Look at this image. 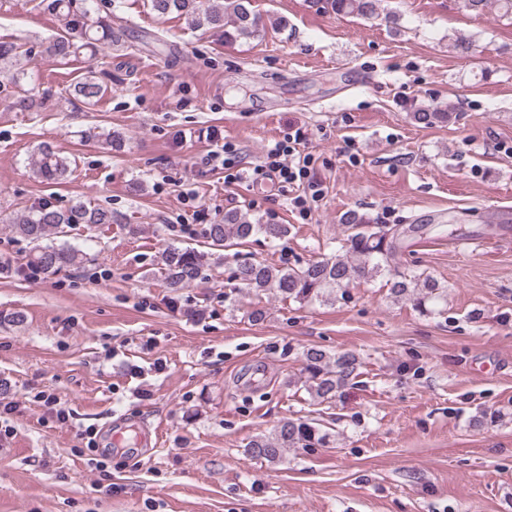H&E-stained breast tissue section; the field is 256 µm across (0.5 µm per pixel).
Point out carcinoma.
Returning a JSON list of instances; mask_svg holds the SVG:
<instances>
[{
    "label": "carcinoma",
    "instance_id": "1",
    "mask_svg": "<svg viewBox=\"0 0 512 512\" xmlns=\"http://www.w3.org/2000/svg\"><path fill=\"white\" fill-rule=\"evenodd\" d=\"M90 0H39L37 7L51 13L59 22L62 35L50 45V52L61 59L76 57L82 51H97L100 47L122 40V27H112V13L93 16ZM380 0H326L327 7L337 15L356 14L364 19L378 16ZM152 9L161 17L177 14L192 28H208L224 32L228 39L250 38L264 28L261 18L250 9V0H218L208 6L201 0H151ZM106 92L105 85L91 71L74 85L75 96L96 104ZM50 97L32 87L18 97L15 106L30 112ZM413 120L425 127L443 125L452 119L445 109H423L412 113ZM34 173L50 181L67 177L71 168L68 157L50 147H42L31 159ZM121 216L103 208L89 206L79 200L63 210L41 207L8 221L9 230L34 244L27 256V266L48 278L65 268L79 269L88 261L87 254L63 242L42 244L54 234H67L76 224L92 231L101 224H116ZM347 235L339 241L337 252L319 260L290 267L265 263L251 258L236 262L232 279L241 288L259 296L275 291L281 298L300 303H332L345 298L346 288L361 277L385 274L392 259L402 250L405 233L418 232L419 225L408 228H386L372 224L364 217L348 215L344 220ZM257 235L268 239L288 236L285 224H260L240 211L224 212V222L208 228L210 245L215 249L243 246ZM157 264L166 287L173 291L184 288L202 277L208 255L193 248L174 245L166 247ZM397 301H411L419 312L433 313V305L443 292L435 279L428 275H397L390 287ZM362 358L354 351L331 355L322 349L309 348L303 353V386L311 399L319 404L332 403L351 381L360 375ZM331 434L305 417L281 420L268 435L255 437L247 445L248 454L256 459L276 462L288 448L326 447Z\"/></svg>",
    "mask_w": 512,
    "mask_h": 512
}]
</instances>
